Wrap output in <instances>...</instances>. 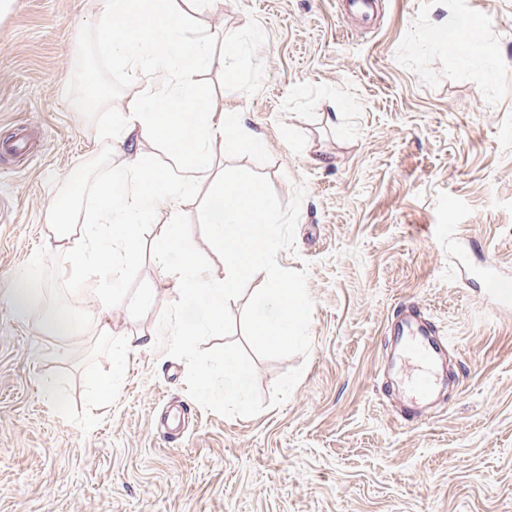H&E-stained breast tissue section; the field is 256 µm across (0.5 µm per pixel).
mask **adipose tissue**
<instances>
[{"label":"adipose tissue","instance_id":"adipose-tissue-1","mask_svg":"<svg viewBox=\"0 0 512 512\" xmlns=\"http://www.w3.org/2000/svg\"><path fill=\"white\" fill-rule=\"evenodd\" d=\"M204 0H97L92 25L103 52L121 63L140 94L103 132L122 147L118 170L93 187V221L75 225L69 204L54 200L47 221L54 226L57 250L72 263L66 277L82 293L111 306L132 257L133 230L158 204L175 207L192 196L197 177L210 167L212 144L225 153L238 147L241 116L214 105L198 84L201 71L223 66L208 39L183 37L185 18ZM153 140L176 161L175 170L155 173L144 167L136 146ZM112 292H105L104 283Z\"/></svg>","mask_w":512,"mask_h":512}]
</instances>
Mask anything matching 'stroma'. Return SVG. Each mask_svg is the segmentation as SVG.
I'll use <instances>...</instances> for the list:
<instances>
[{"label": "stroma", "instance_id": "35a3bbf8", "mask_svg": "<svg viewBox=\"0 0 512 512\" xmlns=\"http://www.w3.org/2000/svg\"><path fill=\"white\" fill-rule=\"evenodd\" d=\"M95 12L0 0V143L28 133L0 155V512H512V298L488 295L481 274L492 260L512 281V0H379L367 22L345 0H223L188 19L184 37L224 56L199 82L244 133L234 154L213 145L179 212L197 218L228 166L263 174L284 203L306 189L295 248L277 260L308 272L311 351L256 360L266 400L304 372L247 418L190 402L183 361L126 350L173 300L151 256L167 211L140 224L112 307L60 274L70 259L47 207L64 195L89 214L88 178L121 159L102 130L139 95L100 51ZM88 70L102 105L79 112ZM76 173L86 182L66 184ZM36 256L20 318L11 298ZM404 303L453 341L449 385L412 425L399 400L413 366L383 376ZM61 306L99 332L42 335ZM116 367L111 403L97 402L94 380Z\"/></svg>", "mask_w": 512, "mask_h": 512}]
</instances>
